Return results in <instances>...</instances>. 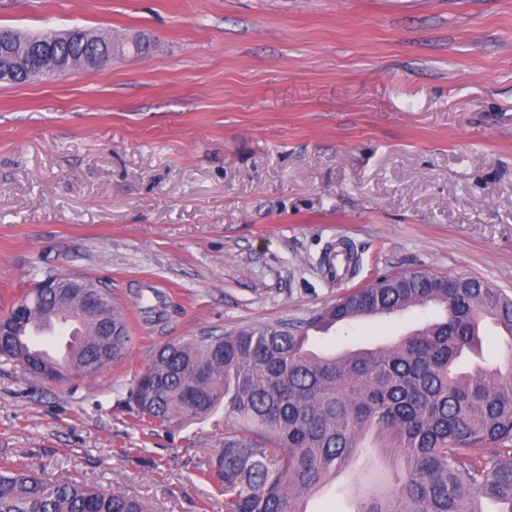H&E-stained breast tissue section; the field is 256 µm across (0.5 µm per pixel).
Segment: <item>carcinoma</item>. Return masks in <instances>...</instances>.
I'll use <instances>...</instances> for the list:
<instances>
[{"label": "carcinoma", "instance_id": "cac0c4a2", "mask_svg": "<svg viewBox=\"0 0 512 512\" xmlns=\"http://www.w3.org/2000/svg\"><path fill=\"white\" fill-rule=\"evenodd\" d=\"M91 45L59 51L78 61ZM94 312L79 295L28 291L0 313V360L31 371L36 358L62 381L94 375L130 341L123 309L97 288ZM442 308L389 347L339 357L307 348L308 331L349 326L366 314ZM68 314L88 333L61 366L27 341L34 324ZM490 318L512 340V296L461 275L403 272L354 289L302 326L277 322L204 334L160 347L132 393L137 413L160 424L207 411L224 394L234 419L203 477L224 490L225 512H306L305 496L348 469L372 436L392 450L393 487L358 492L356 512H483L482 500L512 512V356L496 367L456 370L481 344ZM484 450L483 458L474 449ZM0 512H148L122 491L104 493L0 466Z\"/></svg>", "mask_w": 512, "mask_h": 512}]
</instances>
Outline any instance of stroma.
Returning <instances> with one entry per match:
<instances>
[{
  "label": "stroma",
  "instance_id": "obj_1",
  "mask_svg": "<svg viewBox=\"0 0 512 512\" xmlns=\"http://www.w3.org/2000/svg\"><path fill=\"white\" fill-rule=\"evenodd\" d=\"M25 35L82 28L146 54L0 83V312L49 274L112 290L126 356L93 377L0 362V463L224 512L201 475L223 403L161 426L130 392L175 340L302 322L383 274L512 295V0H0ZM420 311L312 334H404ZM380 449L313 493L355 512Z\"/></svg>",
  "mask_w": 512,
  "mask_h": 512
}]
</instances>
